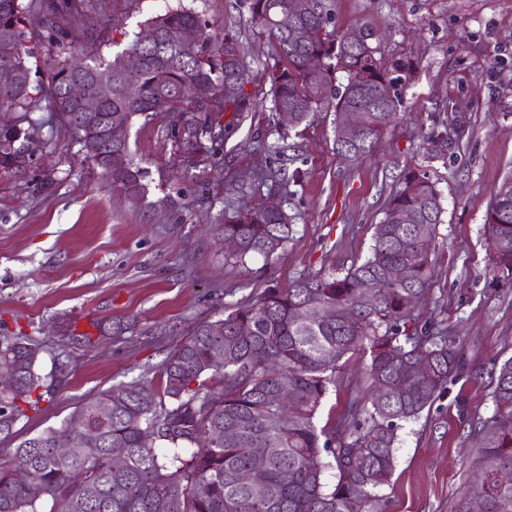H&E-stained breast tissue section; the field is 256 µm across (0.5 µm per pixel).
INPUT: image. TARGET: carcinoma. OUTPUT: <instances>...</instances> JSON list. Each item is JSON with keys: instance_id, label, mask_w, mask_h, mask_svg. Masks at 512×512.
I'll use <instances>...</instances> for the list:
<instances>
[{"instance_id": "cac0c4a2", "label": "carcinoma", "mask_w": 512, "mask_h": 512, "mask_svg": "<svg viewBox=\"0 0 512 512\" xmlns=\"http://www.w3.org/2000/svg\"><path fill=\"white\" fill-rule=\"evenodd\" d=\"M84 0H0V71L15 72L0 81V112L13 123L0 126V171L19 158L39 137L41 123L32 117L48 101L70 127L77 142L105 136L99 122L81 120L79 107L64 92L76 78L104 75L102 111L112 113V130L124 132L112 149L129 151L134 117L155 112L173 115L172 129L184 132L187 154L221 143L230 124L212 121L213 112L240 116L252 109L246 87L252 75L237 40L219 38L185 8L148 19L129 48L110 57L54 60L47 81L32 80L28 25L45 26L47 41L61 49L73 36L72 20ZM291 0H249L251 24L274 44L280 65L268 74L275 111H289L299 127L327 106L334 112L354 108L361 116L360 149L367 156L397 116V86L410 65H384L374 56L373 33L359 27L361 42L345 47V32L333 28L329 0H309L296 25L300 39L281 26ZM195 27L200 39L192 47L180 41L182 30ZM151 30L159 44L143 43ZM325 59L314 71L311 58ZM137 62L139 85L126 89V63ZM345 82L336 83V74ZM187 82L209 84V104L179 96ZM192 117L185 118L186 114ZM106 178L127 193L142 188L143 172L107 171ZM265 203L224 219V239H234L241 261L268 258L285 248L293 224L280 191ZM440 194L426 176L406 171L387 201L383 220L374 227L370 255L344 275L297 278L286 288L269 286L222 318L200 321L161 364L158 380L139 378L114 385L82 402L60 426L26 438L10 457L0 458V512H56L66 499L70 512H379L382 489L395 467L399 423L414 420L463 371L460 339L435 320L419 322L415 308L431 277L430 249L442 223ZM485 234L499 242L491 261L494 279L512 287V173L495 187L485 214ZM406 269V279L385 295L374 282L392 268ZM42 342L34 336H0V367L18 375L10 389H0V438L14 436L26 411L38 409L44 388L36 373ZM368 354L370 393L353 401L324 438L317 414L336 386V369L355 352ZM494 413L481 422V445L473 463L487 474L466 497L461 512H512V482L496 478L512 471V356L494 364ZM290 407L279 404L282 387ZM77 446L66 456L64 430ZM207 435L211 444L199 447ZM267 448L263 458L252 449ZM123 458L121 469L112 459ZM335 462L339 478L329 487L323 474ZM264 473L259 485L240 481L253 467Z\"/></svg>"}]
</instances>
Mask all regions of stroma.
Wrapping results in <instances>:
<instances>
[{"label": "stroma", "instance_id": "obj_1", "mask_svg": "<svg viewBox=\"0 0 512 512\" xmlns=\"http://www.w3.org/2000/svg\"><path fill=\"white\" fill-rule=\"evenodd\" d=\"M178 6L238 38L257 107L190 169L169 115L135 117L137 195L107 185L63 120L47 106L38 112L25 165L0 172V336L21 331L42 342L37 372L51 390L0 447L59 426L112 385L158 378L199 321L257 291L345 273L368 255L401 174L415 169L435 183L443 207L418 312L462 336L466 370L417 420L401 423L381 512H459L475 485L467 457L476 430L494 411L492 358L512 354V288L494 281L484 235L490 194L512 172V0H331L336 30L365 26L381 63L412 64L398 119L356 162L336 152L333 110L297 128L274 112L267 74L278 57L252 26L249 0H85L71 51L114 55L144 21ZM275 144L283 153H271ZM296 170L300 180L281 190L294 226L285 251L233 259L225 217L256 207L272 176ZM108 320L120 332L97 341L98 322ZM68 329L96 342L71 350L61 375ZM367 362L357 353L339 367L318 427L331 429L365 395Z\"/></svg>", "mask_w": 512, "mask_h": 512}]
</instances>
